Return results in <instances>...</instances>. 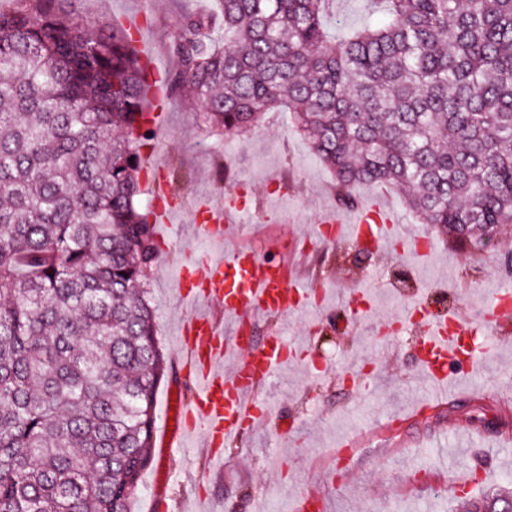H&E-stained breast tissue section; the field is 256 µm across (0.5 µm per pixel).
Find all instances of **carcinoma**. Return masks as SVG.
Instances as JSON below:
<instances>
[{
	"label": "carcinoma",
	"mask_w": 512,
	"mask_h": 512,
	"mask_svg": "<svg viewBox=\"0 0 512 512\" xmlns=\"http://www.w3.org/2000/svg\"><path fill=\"white\" fill-rule=\"evenodd\" d=\"M0 7V512H131L168 358L139 210L147 67L79 0ZM222 0L188 14L168 96L247 131L293 114L336 194L381 183L455 245L512 233V0ZM491 493L474 509L508 505ZM365 0H336L330 7V17H336L337 22L349 29H356L367 12Z\"/></svg>",
	"instance_id": "carcinoma-1"
}]
</instances>
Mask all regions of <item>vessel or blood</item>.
Instances as JSON below:
<instances>
[{
  "mask_svg": "<svg viewBox=\"0 0 512 512\" xmlns=\"http://www.w3.org/2000/svg\"><path fill=\"white\" fill-rule=\"evenodd\" d=\"M179 209L171 197L156 199L152 227L158 241L169 238L171 220ZM248 209L241 191L225 192L219 200L206 201L200 207L193 233L205 241H223L228 225L242 223ZM343 225L345 233L377 250L401 236L393 212L379 202L362 207ZM176 282L180 295L192 306L178 330L192 399L185 404L167 399L159 456L167 458L198 437L209 455L219 460L225 442L266 420L267 409L259 393L294 361L284 336H270L262 345H255L247 335L251 323L259 316L270 318L299 310L311 289L287 261L268 259L245 247L222 256H196L179 269ZM510 293L512 288L503 287L486 305L485 313L493 322L504 325L512 319V308L502 303L503 296ZM200 302L223 308V317L198 311ZM407 311L408 320L419 327L417 364L431 389L442 393L454 367L470 368L475 363L468 322L455 311L432 315L417 299L409 301Z\"/></svg>",
  "mask_w": 512,
  "mask_h": 512,
  "instance_id": "b4317fda",
  "label": "vessel or blood"
}]
</instances>
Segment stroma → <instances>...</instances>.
<instances>
[{
  "label": "stroma",
  "mask_w": 512,
  "mask_h": 512,
  "mask_svg": "<svg viewBox=\"0 0 512 512\" xmlns=\"http://www.w3.org/2000/svg\"><path fill=\"white\" fill-rule=\"evenodd\" d=\"M90 21L143 15L138 52L153 55L164 73L178 66L173 36L190 12L219 15L220 0H80ZM144 155L147 175L140 180L142 206L157 191L178 198V232L159 246L151 264L149 297L156 308L158 336L169 358V372L157 400L170 389L190 400L181 372L185 357L175 334L189 311L175 274L197 244L190 226L204 199L243 188L250 212L241 241L267 257L288 256L304 263L321 305L259 322L257 336L281 334L304 345L306 360L330 364L315 379L291 365L263 391L269 420L265 427L225 444L224 459L214 462L206 449L176 451L164 466L171 481L157 488L147 471L132 512H152L154 495L168 501V512H295L304 493L326 496L324 512H470L472 503L505 479H512V333L489 323L483 307L502 283L512 282V235L484 252L459 249L435 239L431 225L405 207L399 193L377 184L359 186L363 201L384 200L406 235L393 252L358 253L348 241H321L315 233L322 212L339 211L333 173L296 131L288 112L266 113L256 128L240 135L212 129L188 98L166 101ZM431 241L430 252L415 255L409 239ZM421 296L447 295L450 306L465 311L487 356L464 378L453 382L457 395L411 412L429 386L416 364L412 329L387 343L370 335L373 321L399 315L403 304L394 287L398 276ZM368 289L371 316L337 318V295ZM359 439L354 464L343 480L355 489L347 499L331 484L332 450L349 436ZM278 463L283 476L270 484L267 469ZM477 482L458 496L455 480Z\"/></svg>",
  "instance_id": "stroma-1"
}]
</instances>
